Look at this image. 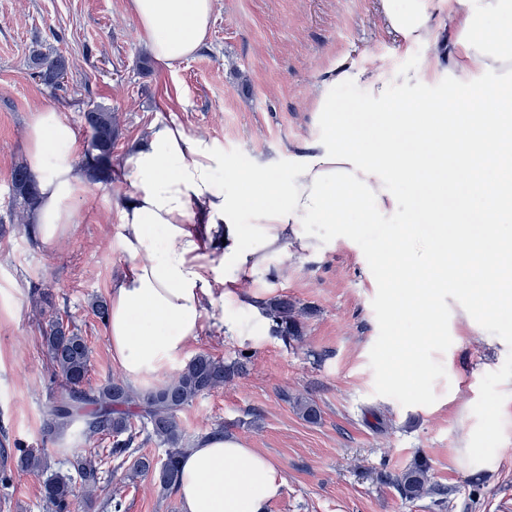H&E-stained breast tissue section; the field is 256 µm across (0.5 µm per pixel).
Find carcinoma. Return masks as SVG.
<instances>
[{
    "label": "carcinoma",
    "instance_id": "obj_1",
    "mask_svg": "<svg viewBox=\"0 0 512 512\" xmlns=\"http://www.w3.org/2000/svg\"><path fill=\"white\" fill-rule=\"evenodd\" d=\"M31 62L43 85L52 89L60 87L67 70L63 56L51 58L35 53ZM83 118L89 145L82 164L91 180L107 183L112 180V148L119 135L118 122L110 110L101 106L85 110ZM37 186V174L28 164L13 167L12 216L16 223H29L38 204ZM40 304L51 311L44 330V346L52 366L50 384L59 387L42 411L44 436L115 438L107 453L94 459L73 457L67 460L66 469H57L47 476L42 485L46 509L74 512L79 502L82 512H97L96 491L103 467L130 452L143 433L165 448V457L159 463L145 456L138 458L131 477L152 474L156 488L163 495L177 489L180 462L186 453V437L178 413L197 398L224 388V383L244 374L246 362L237 359L226 363L220 357L199 353L172 379L161 384L135 390L123 381L110 379L93 387L87 380L91 351L85 337L72 322L57 315L50 295L41 294ZM264 313L273 335L289 341L302 338L304 309L296 301L277 295L267 301ZM15 459L19 471L39 473L49 469L48 456L42 448H19ZM429 471L427 459H414L395 479L401 498L412 501L421 497L427 490Z\"/></svg>",
    "mask_w": 512,
    "mask_h": 512
}]
</instances>
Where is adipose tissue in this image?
I'll return each mask as SVG.
<instances>
[{"instance_id": "obj_1", "label": "adipose tissue", "mask_w": 512, "mask_h": 512, "mask_svg": "<svg viewBox=\"0 0 512 512\" xmlns=\"http://www.w3.org/2000/svg\"><path fill=\"white\" fill-rule=\"evenodd\" d=\"M377 6L386 33L425 45L426 57L390 75L374 63L359 67L337 58L316 96L322 135L289 144L287 156L257 159L241 174L240 190L219 184L234 171L223 147L175 122L154 124L117 158L129 186L117 206L129 270L111 285L107 332L112 359L127 379L142 383L174 368L206 325L235 335L226 302L261 311V293L245 295L239 287L271 254L354 241L361 223L392 232L400 214L410 225L453 222L452 213L432 206L441 193L437 182H427L417 209L393 188L426 170L430 149L479 200L484 244L471 247L462 232L420 253L375 244L391 300L435 327L447 321L453 301L471 328L505 336L497 316L512 306V34L490 30L487 19L512 15V0H483L478 9L465 0H377ZM128 11L156 65L170 69L203 46L214 0H129ZM445 32L452 42L442 40ZM340 85L361 90V111L387 118L371 149L361 146L364 128L346 123L337 109ZM408 136L420 151L402 149ZM25 138L40 194L30 232L50 244L72 233L91 184L63 109L32 112ZM351 213L357 222L348 221ZM284 483L267 455L218 433L182 459L178 493L182 512H266Z\"/></svg>"}]
</instances>
